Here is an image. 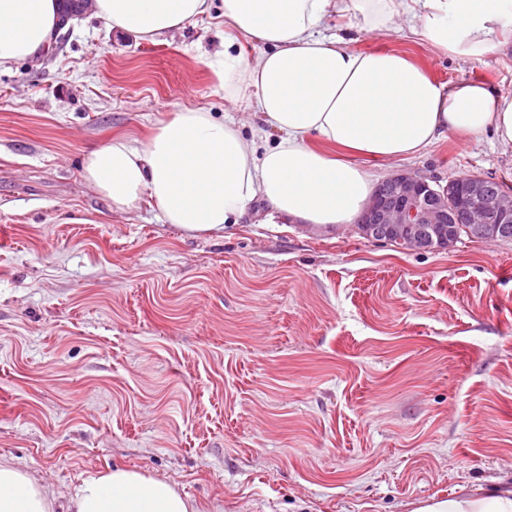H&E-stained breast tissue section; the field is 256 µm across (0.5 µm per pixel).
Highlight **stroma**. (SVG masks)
Here are the masks:
<instances>
[{
    "mask_svg": "<svg viewBox=\"0 0 512 512\" xmlns=\"http://www.w3.org/2000/svg\"><path fill=\"white\" fill-rule=\"evenodd\" d=\"M223 29L218 5L153 40L88 12L0 68V456L58 496L136 467L204 512H415L512 485V240L419 253L258 205L217 239L85 182L90 148L185 108L248 122L212 70ZM352 47L512 92V43ZM370 169L512 186V149L451 135Z\"/></svg>",
    "mask_w": 512,
    "mask_h": 512,
    "instance_id": "35a3bbf8",
    "label": "stroma"
}]
</instances>
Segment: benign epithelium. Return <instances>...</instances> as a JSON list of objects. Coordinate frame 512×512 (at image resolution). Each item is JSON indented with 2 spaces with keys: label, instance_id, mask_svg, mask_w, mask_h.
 <instances>
[{
  "label": "benign epithelium",
  "instance_id": "obj_1",
  "mask_svg": "<svg viewBox=\"0 0 512 512\" xmlns=\"http://www.w3.org/2000/svg\"><path fill=\"white\" fill-rule=\"evenodd\" d=\"M358 223L367 238L398 243L414 252L451 248L454 225L485 240L506 238L512 225V195L490 178L466 175L447 185L400 170L375 188Z\"/></svg>",
  "mask_w": 512,
  "mask_h": 512
}]
</instances>
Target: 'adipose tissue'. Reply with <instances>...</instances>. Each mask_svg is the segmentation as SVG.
Instances as JSON below:
<instances>
[{"instance_id":"adipose-tissue-1","label":"adipose tissue","mask_w":512,"mask_h":512,"mask_svg":"<svg viewBox=\"0 0 512 512\" xmlns=\"http://www.w3.org/2000/svg\"><path fill=\"white\" fill-rule=\"evenodd\" d=\"M60 0H0V67L52 49ZM213 0H95L113 30L160 37ZM224 98L276 131L260 146L235 122L188 108L145 140L116 137L85 156V181L111 210L149 197L163 223L223 236L253 203L266 221L333 230L356 223L375 189L364 160L411 158L448 134H492L512 147V95L474 80L436 82L402 53L352 49L355 36L409 30L436 52L478 60L512 32V0H222ZM346 27L325 33L332 17ZM260 43L247 62L240 38ZM56 496L0 458V512H55ZM67 512H199L171 482L115 467L66 495ZM416 512H512V486L428 503Z\"/></svg>"}]
</instances>
